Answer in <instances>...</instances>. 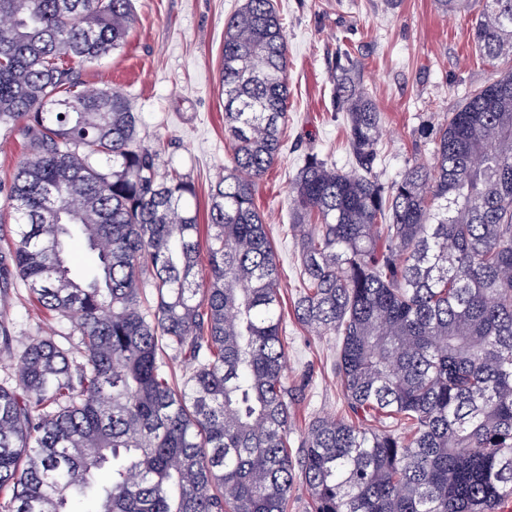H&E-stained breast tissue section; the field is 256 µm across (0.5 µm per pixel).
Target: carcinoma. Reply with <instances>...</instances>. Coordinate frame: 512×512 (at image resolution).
Here are the masks:
<instances>
[{
    "mask_svg": "<svg viewBox=\"0 0 512 512\" xmlns=\"http://www.w3.org/2000/svg\"><path fill=\"white\" fill-rule=\"evenodd\" d=\"M439 3L477 9L479 55L512 62V0ZM134 18L133 0H0V135L25 149L0 186L16 226L0 278L71 321L20 344L0 319V360L18 365L0 382V512H288L299 484L307 512H497L512 495V68L422 129L433 163L385 187L381 112L337 49L350 165L307 156L289 210L294 316L336 338L344 409L313 418L295 456L280 263L255 206L287 120L281 18L244 0L224 23L231 165L205 273L194 181L140 139L130 98L79 79ZM76 238L96 254L79 276Z\"/></svg>",
    "mask_w": 512,
    "mask_h": 512,
    "instance_id": "carcinoma-1",
    "label": "carcinoma"
}]
</instances>
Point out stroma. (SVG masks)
<instances>
[{
	"label": "stroma",
	"mask_w": 512,
	"mask_h": 512,
	"mask_svg": "<svg viewBox=\"0 0 512 512\" xmlns=\"http://www.w3.org/2000/svg\"><path fill=\"white\" fill-rule=\"evenodd\" d=\"M243 0H134L136 21L124 48L82 67L84 86L128 96L139 135L196 185L207 211L211 189L230 163L219 88L224 22ZM288 45V120L284 147L260 182L256 205L280 260L283 325L288 336V383L299 402L291 445L310 421L343 409L332 371L336 341L301 328L293 313L298 246L289 229V182L307 154L339 168L349 165L346 119L332 101L337 48L361 64L360 81L383 115L380 160L374 172L388 185L405 168L430 163L422 126L457 110L487 83L495 68L472 38L475 15L446 14L438 0H275ZM19 338L69 328L68 319L40 311L25 287L0 296Z\"/></svg>",
	"instance_id": "35a3bbf8"
}]
</instances>
